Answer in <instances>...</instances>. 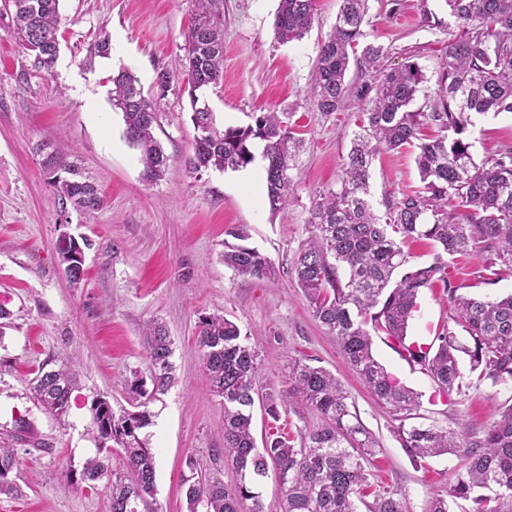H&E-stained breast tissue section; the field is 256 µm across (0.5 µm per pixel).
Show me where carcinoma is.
<instances>
[{"label":"carcinoma","instance_id":"carcinoma-1","mask_svg":"<svg viewBox=\"0 0 512 512\" xmlns=\"http://www.w3.org/2000/svg\"><path fill=\"white\" fill-rule=\"evenodd\" d=\"M368 0H341L336 25L323 42L314 66L311 105L329 117L353 99L356 113L351 149L342 164L341 186L315 200L310 224L314 236L299 249L294 272L313 316L336 336L344 358L360 376L377 403L390 409L397 424L394 437L411 461L456 452L464 460L448 496L431 499L426 512H451L450 504L467 505V512H512V404L497 411L482 436L462 438L435 422L409 425L422 407L421 395L405 388L373 354V335L392 340L402 357L418 367L447 394L477 389L486 381L512 383V295L479 300L461 292L451 280L448 261L477 251L486 257L481 278L492 282L512 276V145L502 146L481 163L473 159L469 126L472 116L512 112V0H445L459 32L448 38L437 100L413 110L423 82L419 66L388 68V51L367 45L363 36ZM11 17L21 46L32 56L31 67L52 72L59 49V0H0V15ZM316 0H280L275 38L282 44L299 41L315 20ZM179 69L162 68L155 81L158 96L177 77L187 85L193 127H207L206 137L194 139L190 169L239 170L254 161L253 141L264 142L266 195L271 211L288 205L296 180L291 174L302 140L291 131L286 113L253 112L246 126L220 127L216 117L200 109L198 92L224 81V0H195V17L185 34ZM360 81H347L350 62ZM112 104L121 110L128 143L139 150L144 179L160 180L167 157L153 134L160 112L138 88L136 77L122 69L110 78ZM435 129L425 137L423 130ZM416 149L415 163L422 186L400 194L388 204L386 219L373 213L368 200L371 166L381 151ZM42 168L54 189L58 209L87 212L104 200L79 168L56 152H47ZM68 174L63 178L60 173ZM230 235L241 241L224 251V266L236 275L264 280L276 275L270 259L243 244L248 230L238 226ZM414 238L439 248L432 263L409 266L402 246ZM94 243L87 237L56 246L64 271L85 277L80 249ZM440 281L453 307L452 321L467 335L460 340L445 324L432 341H407L409 320L423 288ZM148 377H134L128 394L135 410L115 412L107 396L90 404L97 454L66 478L91 489L104 485L112 512H137L154 493L156 457L141 432L152 424L150 404L161 400L173 380L172 341L164 326H145ZM198 347L202 370L214 396L224 405V447L212 449L214 462L228 457L239 480L232 487L193 457L182 489L187 512H265L258 487L273 468L283 483L282 512H403L396 491L371 481L370 459L376 441L364 426L344 384L331 371L301 359L288 361V395L270 388L261 395L269 418L268 433L257 446L252 431L255 380L260 370L257 352L240 327L219 314L200 319ZM78 386L72 360L57 369L41 366L31 380V394L42 410L60 423L71 409ZM298 399L319 423L294 436L280 425L281 413ZM121 455L125 471L112 470V453ZM17 449L0 446V493L14 492L11 474L17 469Z\"/></svg>","mask_w":512,"mask_h":512}]
</instances>
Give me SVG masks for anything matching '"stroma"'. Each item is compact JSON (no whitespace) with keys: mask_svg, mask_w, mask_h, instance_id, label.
<instances>
[{"mask_svg":"<svg viewBox=\"0 0 512 512\" xmlns=\"http://www.w3.org/2000/svg\"><path fill=\"white\" fill-rule=\"evenodd\" d=\"M340 0H317L310 32L299 41L274 36L278 0H224V81L205 99L219 124L244 126L250 113H287L304 140L296 159L297 186L288 208L272 212L255 159L247 169L195 172L185 163L195 130L190 99L176 85L159 102L155 135L168 158L165 177L146 181L138 150L127 143L122 112L112 104L110 79L129 69L144 94H153L157 69L174 65L195 12L194 0H60L59 55L51 74L31 69L8 17L0 16V305L14 314L0 333V445L19 451L15 496L0 495V512H111L105 489L68 484L64 473L96 453L88 433L89 405L107 395L114 410L130 408L126 388L147 372L145 323L162 321L173 341L175 380L152 405L146 433L156 454L155 492L140 512H186L181 479L187 458L208 459L220 447L224 406L210 392L196 344L199 321L219 313L235 322L263 361L258 389H287L288 361L300 358L334 373L347 387L363 424L381 448L372 472L398 490L406 512H425L444 496L462 458L446 454L416 467L394 438L393 420L346 363L335 336L313 316L292 270L308 241L313 202L338 189L341 164L355 131L356 105L331 116L310 103L318 50L336 24ZM433 13L441 27L429 26ZM457 23L444 0H368L360 45L389 50L388 64L417 63L423 73L416 107L439 92L442 47ZM110 52L91 54L99 33ZM475 160L492 158L512 144V113L476 118ZM77 162L101 190L104 205L92 214L60 216L41 169L39 144ZM411 151L380 152L371 167L370 200L377 215L403 191L419 187ZM250 229L249 243L275 265L274 279L235 275L224 264L227 232ZM86 236V279L67 280L55 252L61 233ZM485 258L472 253L451 259L449 273L469 293L485 299L512 294V277L478 281ZM452 311L442 284L421 289L409 336L431 341ZM77 355L81 387L65 423L43 413L29 381L39 366ZM376 359L394 378L422 395L426 421L468 435L484 430L512 385L482 384L462 395L437 396L430 378L409 365L385 337L373 339ZM31 433L19 435L18 418Z\"/></svg>","mask_w":512,"mask_h":512,"instance_id":"1","label":"stroma"}]
</instances>
